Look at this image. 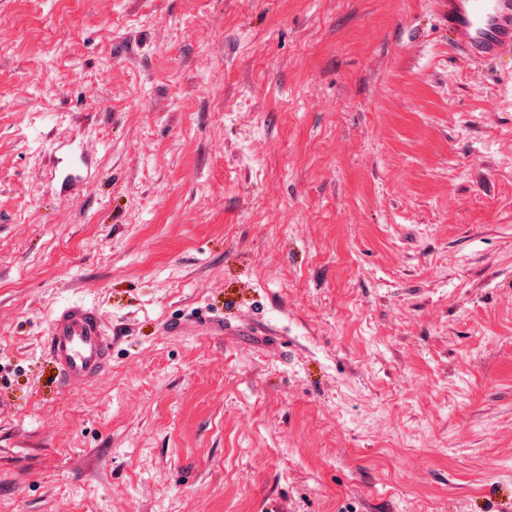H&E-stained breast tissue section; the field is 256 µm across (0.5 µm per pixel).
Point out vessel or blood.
<instances>
[{
	"instance_id": "vessel-or-blood-1",
	"label": "vessel or blood",
	"mask_w": 512,
	"mask_h": 512,
	"mask_svg": "<svg viewBox=\"0 0 512 512\" xmlns=\"http://www.w3.org/2000/svg\"><path fill=\"white\" fill-rule=\"evenodd\" d=\"M448 40L474 59L512 47V0H439ZM44 346L66 388L95 382L110 367L112 338L95 308L73 304L53 313Z\"/></svg>"
}]
</instances>
